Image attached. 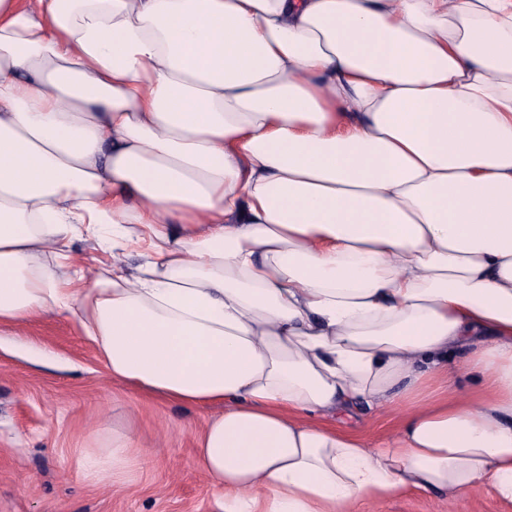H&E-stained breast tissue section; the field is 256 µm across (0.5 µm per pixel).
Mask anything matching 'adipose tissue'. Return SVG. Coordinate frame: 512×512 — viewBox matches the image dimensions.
<instances>
[{
	"instance_id": "1",
	"label": "adipose tissue",
	"mask_w": 512,
	"mask_h": 512,
	"mask_svg": "<svg viewBox=\"0 0 512 512\" xmlns=\"http://www.w3.org/2000/svg\"><path fill=\"white\" fill-rule=\"evenodd\" d=\"M49 311L223 404L194 464L224 512L512 503V0H0V325ZM362 406L394 435L329 421ZM72 254L82 264L96 266L106 255L96 249L94 242L83 231H78L72 242ZM397 410H355L350 415L334 419L336 426L354 433L368 441H376L392 435L398 425ZM352 512H512V504L480 488L452 499L435 492L413 491L393 499L358 503Z\"/></svg>"
}]
</instances>
